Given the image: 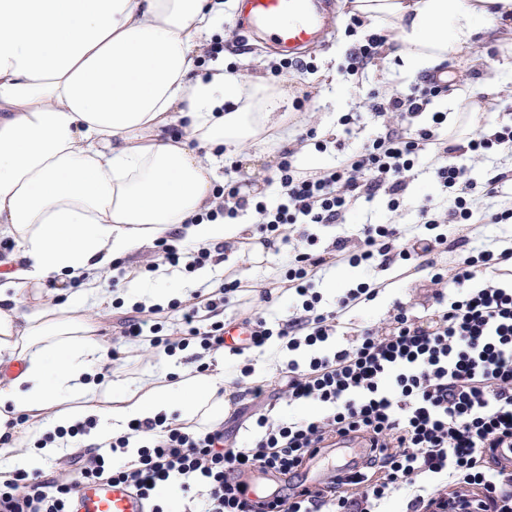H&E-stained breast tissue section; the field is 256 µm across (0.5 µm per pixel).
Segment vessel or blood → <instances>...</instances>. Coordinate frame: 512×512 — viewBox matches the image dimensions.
I'll list each match as a JSON object with an SVG mask.
<instances>
[{"label":"vessel or blood","mask_w":512,"mask_h":512,"mask_svg":"<svg viewBox=\"0 0 512 512\" xmlns=\"http://www.w3.org/2000/svg\"><path fill=\"white\" fill-rule=\"evenodd\" d=\"M322 0H248L246 20L281 45L309 44L322 19ZM73 512H146V505L126 485L91 482L81 486Z\"/></svg>","instance_id":"1"}]
</instances>
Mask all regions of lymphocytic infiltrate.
<instances>
[{
	"label": "lymphocytic infiltrate",
	"mask_w": 512,
	"mask_h": 512,
	"mask_svg": "<svg viewBox=\"0 0 512 512\" xmlns=\"http://www.w3.org/2000/svg\"><path fill=\"white\" fill-rule=\"evenodd\" d=\"M447 90L427 77L405 92L371 91L369 108L381 116L414 114ZM446 118V113H433L432 127L414 132L399 123L386 125L343 165L314 174L297 170L294 149L280 150L276 172L267 180L278 202L255 204L263 244L274 245L297 225L340 223L362 197L385 194L389 209L398 210L416 159ZM454 151L445 146L446 159L435 169L453 200L446 214L426 205L413 229L366 224L355 240L358 248L340 237L327 252H294L286 277L301 299L299 314L274 327L261 317L253 324V347L275 337L288 350L309 351L306 364L288 362L277 384L289 402L317 403L320 416L288 421L257 416V435L242 447L229 445L220 425L199 431L174 417L136 419L109 447L88 449L74 474L17 473L0 485V512H71L76 488L105 477L144 499L148 512H164L157 491L174 479L184 490L199 492L187 512H379L385 499L405 487L416 490L408 512H512V289L493 281L481 288L470 285L477 273L512 267V248L470 252L449 278L435 271L432 257L448 243L445 226L472 216L465 192L473 184L466 181L465 168L450 161ZM157 247L163 263L190 273L218 264L224 254L220 245L187 253L164 238ZM393 253L431 269L441 304L437 314L424 323L399 305L385 327L363 329L348 347L321 351L335 335L342 311L373 300L378 290L358 284L346 289L336 310L325 311L313 288V271L335 259L357 266ZM447 280L457 290L451 299L439 289ZM171 307L181 312L178 336L165 334L161 323H149V316L162 313L161 305L140 303L124 317L123 336L147 338L152 349L169 356L190 350L199 371H207L206 354L224 346L223 321L203 318L204 312H216L217 303L210 299L204 308L184 310L175 301ZM138 435L147 443L136 459L113 467V455L126 452ZM344 440L360 442L362 448L337 466L323 487L297 483L287 495L269 499L249 496L240 481L254 470L296 474ZM430 475L446 477L447 494L421 487Z\"/></svg>",
	"instance_id": "f902f5d3"
}]
</instances>
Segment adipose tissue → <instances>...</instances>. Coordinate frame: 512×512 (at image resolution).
I'll list each match as a JSON object with an SVG mask.
<instances>
[{
    "instance_id": "obj_1",
    "label": "adipose tissue",
    "mask_w": 512,
    "mask_h": 512,
    "mask_svg": "<svg viewBox=\"0 0 512 512\" xmlns=\"http://www.w3.org/2000/svg\"><path fill=\"white\" fill-rule=\"evenodd\" d=\"M239 0H0V484L58 456L37 438L96 411L101 427L74 449L106 447L134 419L160 413L212 424L224 416L223 373L179 372L130 388L98 382L101 326L81 292L113 263L176 232L209 247L249 224L207 220L220 203L217 164L270 140L287 143L288 90L243 82L205 62L225 8ZM352 12L395 33L411 76L498 39L512 0H352ZM55 284L54 302L23 312L22 294ZM79 292H72L71 284ZM126 290L167 302L169 266L129 272ZM26 453H19V446Z\"/></svg>"
}]
</instances>
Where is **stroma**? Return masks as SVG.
Instances as JSON below:
<instances>
[{
  "label": "stroma",
  "instance_id": "1",
  "mask_svg": "<svg viewBox=\"0 0 512 512\" xmlns=\"http://www.w3.org/2000/svg\"><path fill=\"white\" fill-rule=\"evenodd\" d=\"M333 14L328 30L319 43L307 46L300 51L299 60L307 62L304 70H289L282 80L295 101L301 102L305 114L299 119H290L291 137L308 128H321L331 124L332 136L326 137V151L322 152V168L334 167L342 155L361 148L364 144L383 132L385 117L371 112L367 106L371 90H407L410 78L404 77L399 69L397 58L381 57L377 64L355 75L341 74L343 57L337 56L338 44L348 46L365 40L370 34V26L358 27L355 35H348L350 22L348 7L344 0H332ZM221 39L239 43L236 51L223 54L225 67L231 69L236 77L246 81L255 72L270 74L272 65L284 62L285 55L280 48L262 43L241 26L236 15L224 18ZM512 58V31H507L501 43H475L469 50L443 64V71L449 76H464L471 83H478L484 69L493 63H500ZM353 113L357 119L353 124L343 125L344 115ZM447 129H439L438 146L422 157L414 169L408 184L400 197L398 211H390L388 198L384 195L373 199H363L345 216L340 224H312L307 231L308 238H301L298 231H291L290 240L277 244L268 259L261 262L252 261L244 248L245 242L256 237L257 228H250L242 240L225 243L226 259L223 267L217 268L216 280H239L238 291L228 296L224 304V321L238 325L253 321L257 316L268 319H284L293 313L294 297L289 292L284 278L288 253L294 247H313L321 252L330 248L337 237L354 234L361 224H413L419 219L421 207L428 200H442L443 193L434 178V162L437 159L441 143L447 142ZM455 163L463 166L469 178L476 183L501 172L512 171V149H496L481 157L470 151H459L453 157ZM232 162L238 171L233 178L241 196L256 198L258 193L267 191V180L276 170V163L270 158L269 151L259 147L245 150ZM512 208V180L506 181L492 197L477 196L473 206V215L469 223L453 224L448 228L449 239H463L464 245L436 254L438 268L452 272L465 251L487 245L504 248L512 245L511 224H489L484 220L488 211H500ZM352 283L368 282L380 284L378 295L370 301L347 309L340 318V324L331 342L338 347H345L352 341L358 330L366 327L385 326L396 305H403L420 320L431 318L438 305L433 298V286L425 272L415 270L413 262L375 260L368 266H359L351 270ZM270 288L273 301L260 303L257 291ZM135 299L127 295L123 285H111L102 281L98 294L89 296L85 306L90 315L98 319L101 333L107 348L119 351L117 360L109 361L107 374L115 379H122L132 388L166 382L179 368L185 367L186 361L181 357H167L155 354L154 350L142 349L120 334L119 320L130 311ZM224 362L226 378H234L243 365L254 369V380L270 379L278 375L289 360L288 351L282 341L276 340L264 351L243 350L235 355L224 351L220 354Z\"/></svg>",
  "mask_w": 512,
  "mask_h": 512
}]
</instances>
